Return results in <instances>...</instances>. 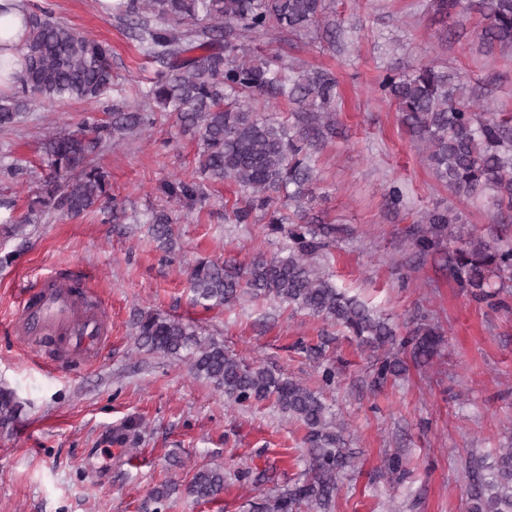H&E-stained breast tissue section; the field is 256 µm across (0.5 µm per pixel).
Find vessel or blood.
I'll return each instance as SVG.
<instances>
[{
	"label": "vessel or blood",
	"mask_w": 512,
	"mask_h": 512,
	"mask_svg": "<svg viewBox=\"0 0 512 512\" xmlns=\"http://www.w3.org/2000/svg\"><path fill=\"white\" fill-rule=\"evenodd\" d=\"M83 274L53 273L22 298L13 321L19 342L48 344V352L38 356L42 366L65 370L70 363L88 362L107 341L110 328L90 298Z\"/></svg>",
	"instance_id": "b4317fda"
}]
</instances>
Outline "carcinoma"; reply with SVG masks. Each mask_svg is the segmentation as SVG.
I'll list each match as a JSON object with an SVG mask.
<instances>
[{
    "mask_svg": "<svg viewBox=\"0 0 512 512\" xmlns=\"http://www.w3.org/2000/svg\"><path fill=\"white\" fill-rule=\"evenodd\" d=\"M482 18L488 47L512 51V0H469ZM327 0H121L114 18L135 26L143 54L158 68L145 96L175 112L181 128L197 135L201 179L164 181L159 191L186 205L204 206L210 182L237 187L224 200V221L249 224L258 212L273 232L287 231L288 255L254 259L243 268L199 261L189 272L197 303L230 306L244 294L273 299L345 327L362 343L383 351L377 379L400 377L408 362L427 363L444 343L424 317L404 336L332 283L322 261L336 238V225L311 215L317 190L315 143L333 133L336 80L326 70L287 66L278 55L245 57L247 32L272 29L296 39L325 25ZM29 38L23 74L12 92L0 95V129L11 128L33 107L55 101L96 103L113 85L112 50L102 41L54 20L48 8L27 11ZM380 90L401 112L415 140L430 149L429 161L450 188L468 196L491 193L501 211L512 212V114L475 108L451 68L422 63L408 72H387ZM271 94L296 105L284 125L256 111V97ZM151 112L116 105L106 121L90 119L44 143L49 174L27 213L9 220L15 236L54 213L74 219L111 209L125 211L111 194L96 158L116 142L152 127ZM453 209L432 210L410 229L416 253L426 255L454 238ZM170 213L157 211L151 232L171 235ZM457 285L476 297L512 291V239L470 235L448 254ZM137 344L151 352L184 358L191 372L224 390L238 404L271 399L306 430L310 478L268 498L264 512H298L301 504L330 512L342 475L354 467L344 427L322 395L303 384L251 367L189 322L151 311L135 323ZM224 467L202 466L186 485L198 501L224 492ZM469 512H512V447L491 465L473 458Z\"/></svg>",
    "mask_w": 512,
    "mask_h": 512,
    "instance_id": "1",
    "label": "carcinoma"
}]
</instances>
